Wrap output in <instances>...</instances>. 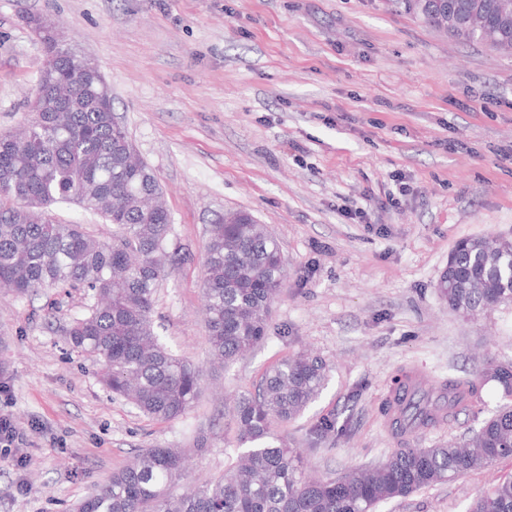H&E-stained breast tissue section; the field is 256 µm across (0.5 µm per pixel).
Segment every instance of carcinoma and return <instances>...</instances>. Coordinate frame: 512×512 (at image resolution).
<instances>
[{
  "label": "carcinoma",
  "instance_id": "1",
  "mask_svg": "<svg viewBox=\"0 0 512 512\" xmlns=\"http://www.w3.org/2000/svg\"><path fill=\"white\" fill-rule=\"evenodd\" d=\"M478 28L436 24L465 42H488L502 30L496 0H482ZM40 72L54 68L40 111L0 134V288L25 295L35 288L68 286L91 292L89 314L73 320L70 346L100 362L106 387L141 412L170 420L197 400L203 370L171 353L154 329L159 282L169 272L170 213L151 168H129L131 143L112 109L90 104L99 88L75 79L82 56L47 39ZM73 111L58 112L59 101ZM73 201L118 226L108 242L79 224H60L45 214ZM279 244L246 211L224 214L210 226L205 253L203 312L211 355L231 362L266 336L283 270ZM440 293L448 309L471 316L512 304V237L468 238L448 254ZM326 366L317 356L286 359L270 369L255 394L235 406L240 461L223 476L183 494L171 480L184 467L176 448H146L78 506V512H375L387 500L407 498L435 483L458 480L499 459L512 457V361H489L472 378H449L412 388L402 371L392 380L393 400L382 411L397 424L434 427L452 421L477 393L495 382L507 403L486 419L471 442L435 448L408 444L378 465L338 478H314L300 452L274 433L277 420L299 416L317 397ZM470 512H512V480L482 491Z\"/></svg>",
  "mask_w": 512,
  "mask_h": 512
}]
</instances>
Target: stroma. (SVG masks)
<instances>
[{"label":"stroma","instance_id":"stroma-1","mask_svg":"<svg viewBox=\"0 0 512 512\" xmlns=\"http://www.w3.org/2000/svg\"><path fill=\"white\" fill-rule=\"evenodd\" d=\"M37 14L98 64L159 181L178 263L153 319L204 377L188 412L146 416L68 345L82 290L0 288V414L27 434L0 447V512H74L145 448L184 452L177 488L223 475L238 453L236 396L303 352L325 362V385L275 427L305 468L332 478L399 447L381 411L398 371L437 383L512 360V305L465 319L436 287L457 241L512 236V55L450 38L403 0H0V133L30 112L44 53L26 20ZM233 210L266 225L286 276L264 340L219 365L202 313L205 245ZM49 213L112 237L76 203ZM501 402L486 382L454 422L412 443L471 438ZM325 418L348 435L315 436ZM508 478L512 459L376 512H469Z\"/></svg>","mask_w":512,"mask_h":512}]
</instances>
